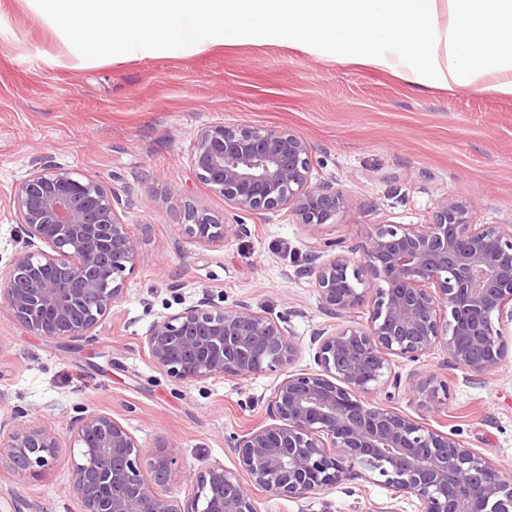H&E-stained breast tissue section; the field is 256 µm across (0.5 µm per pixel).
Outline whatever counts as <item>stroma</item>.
<instances>
[{
	"instance_id": "stroma-1",
	"label": "stroma",
	"mask_w": 512,
	"mask_h": 512,
	"mask_svg": "<svg viewBox=\"0 0 512 512\" xmlns=\"http://www.w3.org/2000/svg\"><path fill=\"white\" fill-rule=\"evenodd\" d=\"M281 127L312 147L314 176L351 198L324 237L359 240L375 224L428 223L438 200L462 196L475 224H512V95L483 82L421 89L391 74L284 45H218L194 54L79 61L26 0H0V268L20 251L13 195L35 160H52L113 191L130 224L135 260L125 294L94 341L36 336L0 309V418L48 423L60 436L32 476L0 467V512H76L70 425L76 408L104 411L146 451L178 454L167 491L182 498L197 472L237 470V436L263 423L280 371L179 383L143 338L159 316L209 292L285 318L314 364L312 336L329 319L304 275L311 239L285 214H247L250 235L205 245L184 232L194 206L223 217L221 195L198 181L189 156L203 126ZM442 353L399 364L405 377L447 381L442 413L407 393L394 404L512 467V361L472 383ZM391 490L343 481L317 498L259 496L260 512H371Z\"/></svg>"
}]
</instances>
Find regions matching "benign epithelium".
Segmentation results:
<instances>
[{
  "instance_id": "obj_1",
  "label": "benign epithelium",
  "mask_w": 512,
  "mask_h": 512,
  "mask_svg": "<svg viewBox=\"0 0 512 512\" xmlns=\"http://www.w3.org/2000/svg\"><path fill=\"white\" fill-rule=\"evenodd\" d=\"M195 177L236 213L286 212L316 240L305 272L336 323L313 336L316 368L293 370L300 353L286 326L241 301L206 292L155 320L145 335L153 363L179 383L284 372L266 420L235 438L240 471L216 462L181 500L165 493L175 450L146 452L103 411L73 418L78 512H259L256 496L313 499L349 478L414 497L419 512H512V469L391 406L407 391L438 413L448 382L402 385L394 364L439 349L475 377L498 371L512 325V224H473L467 201L444 197L426 224H374L342 246L322 226L350 205L329 183H312L309 142L279 127L215 123L196 135ZM99 182L39 161L13 196L22 252L0 272V306L34 335L90 338L124 297L133 236ZM184 232L211 244L250 233L190 207ZM368 310L367 321L360 313ZM382 394L376 401L372 394ZM59 435L0 420V465L32 473L49 465Z\"/></svg>"
}]
</instances>
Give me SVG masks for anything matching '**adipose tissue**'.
<instances>
[{
  "mask_svg": "<svg viewBox=\"0 0 512 512\" xmlns=\"http://www.w3.org/2000/svg\"><path fill=\"white\" fill-rule=\"evenodd\" d=\"M79 59L287 44L416 87L512 94V0H27Z\"/></svg>",
  "mask_w": 512,
  "mask_h": 512,
  "instance_id": "adipose-tissue-1",
  "label": "adipose tissue"
}]
</instances>
